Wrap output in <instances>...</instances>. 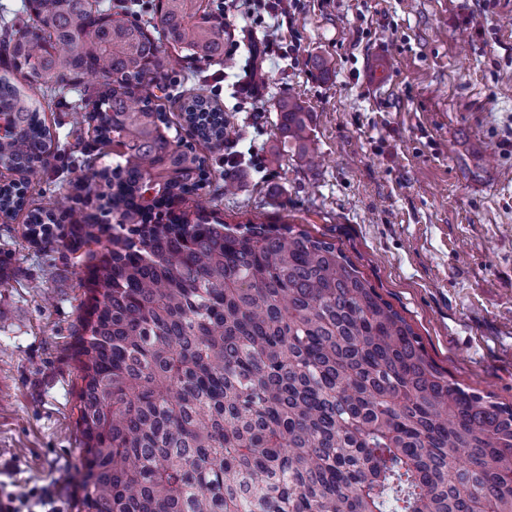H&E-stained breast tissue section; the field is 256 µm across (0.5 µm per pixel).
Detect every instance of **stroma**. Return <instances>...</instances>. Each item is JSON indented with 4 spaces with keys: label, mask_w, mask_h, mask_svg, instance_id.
Returning <instances> with one entry per match:
<instances>
[{
    "label": "stroma",
    "mask_w": 512,
    "mask_h": 512,
    "mask_svg": "<svg viewBox=\"0 0 512 512\" xmlns=\"http://www.w3.org/2000/svg\"><path fill=\"white\" fill-rule=\"evenodd\" d=\"M282 52L260 62L250 98L220 65L171 71L169 119L187 89L211 98L232 133L206 150L213 177L236 182L218 215L290 222L336 243L471 388L512 402V0H288ZM390 68L365 83L368 57ZM310 110L324 157L301 165L274 102ZM38 99L57 150L28 201L97 153L70 140L69 105ZM24 215L0 218V494L52 489L77 512L81 386L73 345L89 298L82 253L30 243Z\"/></svg>",
    "instance_id": "obj_1"
}]
</instances>
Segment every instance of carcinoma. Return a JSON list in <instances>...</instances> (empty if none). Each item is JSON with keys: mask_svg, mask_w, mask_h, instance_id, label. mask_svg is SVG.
Returning <instances> with one entry per match:
<instances>
[{"mask_svg": "<svg viewBox=\"0 0 512 512\" xmlns=\"http://www.w3.org/2000/svg\"><path fill=\"white\" fill-rule=\"evenodd\" d=\"M0 54L28 86L62 93L121 151L74 165L65 224L28 212L35 244L88 251L89 303L76 356L81 434L77 512H512V404L460 383L335 243L203 206L207 160L148 92L179 61L224 62V17L203 0H157L142 25L125 5L25 0ZM173 53H168V50ZM312 163L309 112L275 104ZM191 134L219 147L224 112L188 91ZM0 214L26 205L50 133L28 94L0 77Z\"/></svg>", "mask_w": 512, "mask_h": 512, "instance_id": "obj_1", "label": "carcinoma"}]
</instances>
